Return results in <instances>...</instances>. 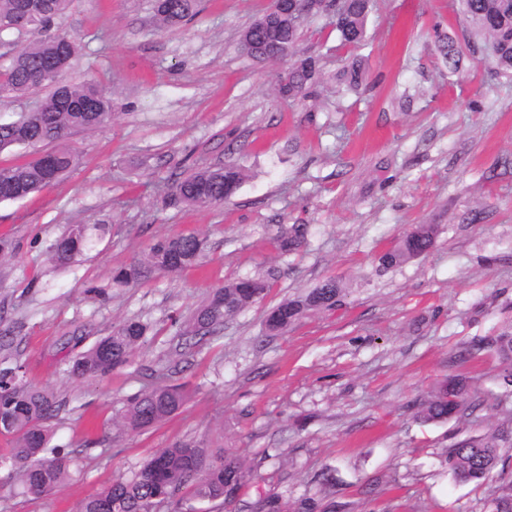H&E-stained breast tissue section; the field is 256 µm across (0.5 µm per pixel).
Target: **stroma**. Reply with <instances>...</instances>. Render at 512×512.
I'll return each instance as SVG.
<instances>
[{"label": "stroma", "instance_id": "1", "mask_svg": "<svg viewBox=\"0 0 512 512\" xmlns=\"http://www.w3.org/2000/svg\"><path fill=\"white\" fill-rule=\"evenodd\" d=\"M272 0H202L178 26L159 24L155 0H70L51 31L81 49L70 83L97 80L112 121L71 135L77 166L59 183L0 202V363L21 361L60 410L54 445L72 451L71 475L36 497L0 467V512H77L89 495L131 476L176 442L224 448L252 466L239 502L315 492L324 469L350 512H494L512 479V451L484 485L456 481L442 463L456 438L497 427L498 364L468 343L512 317V78L464 51L448 69L439 37L465 42L453 0H375L360 49L341 44L324 14L307 17L300 49L317 57L311 98L283 100L291 58L243 55V30ZM358 90L341 81L353 60ZM233 162L246 178L206 210L169 205L190 172ZM71 224H102L95 251L56 267L49 247ZM302 225L304 244L280 234ZM416 224L436 227L425 256L389 270L378 255ZM194 232L200 265L119 286L116 268L158 239ZM271 274L260 301L193 339L185 317L225 283ZM345 294L278 335L267 311L323 279ZM128 318L149 331L129 364L98 379L70 377L64 343L108 335ZM466 378L475 415L424 424L416 412L445 375ZM157 384L181 386L184 408L126 430L123 401Z\"/></svg>", "mask_w": 512, "mask_h": 512}]
</instances>
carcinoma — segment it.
<instances>
[{"label": "carcinoma", "mask_w": 512, "mask_h": 512, "mask_svg": "<svg viewBox=\"0 0 512 512\" xmlns=\"http://www.w3.org/2000/svg\"><path fill=\"white\" fill-rule=\"evenodd\" d=\"M20 0H0V27L18 33H37L0 72V100L20 98L38 87L50 88L36 112H24L16 120L0 123V152L16 146L49 145L44 154L21 163L0 167V201L25 199L59 181L78 164V156L62 142L78 131H92L112 120L111 101L94 81L75 85L63 81L77 56V42L69 37L49 35L47 30L63 13L68 0H42L45 10L25 23L17 21ZM468 23L469 49L488 53L497 70L512 74V0H459ZM373 0H341L339 15L330 20L341 43L352 48L364 41L367 16ZM199 0H164L157 8L162 25H176L196 14ZM448 69L460 67L462 52L452 38L440 45ZM320 67L313 56L299 57L283 80L288 97H306L319 79ZM243 170L232 163L196 170L173 187L172 200L195 208H209L226 201L224 182L241 185ZM105 232L102 225L71 224L50 246L53 261L66 266L91 250ZM304 238L294 224L280 239L281 249L295 250ZM436 242L435 226L418 224L405 232L392 252L379 258L384 269L408 262L407 254L425 255ZM206 241L196 234L165 237L154 243L145 260L116 269L113 280L135 284L154 269L177 272L200 263ZM240 281H230L216 289L184 321L182 335H199V326L221 323L256 299L242 293ZM342 288L333 278L277 308L295 320L313 309L331 308L340 302ZM148 324L138 318L114 326L88 349L69 361L68 373L76 379L99 378L125 365L143 341ZM488 352L499 363L498 384L512 392V321L495 335L477 338L470 353ZM186 401L177 386L159 384L128 399L120 412L124 427L131 431L148 428L180 411ZM479 408L468 382L458 376L439 381L421 404L417 419L424 424L444 423L473 414ZM59 405L54 393L26 382L22 365L0 368V435L11 438V448L0 463L14 467L22 486L41 495L53 491L69 475L74 458L63 448L51 445L48 427ZM512 448V429H489L457 439L443 452V462L455 479L482 483L496 468L503 450ZM255 472L236 455L219 449L208 453L188 442L176 443L152 456L129 479L112 482L85 498L78 512H195L189 505L198 502L233 504ZM249 512H348V504L326 496H304L290 503L276 494L259 498Z\"/></svg>", "instance_id": "1"}]
</instances>
